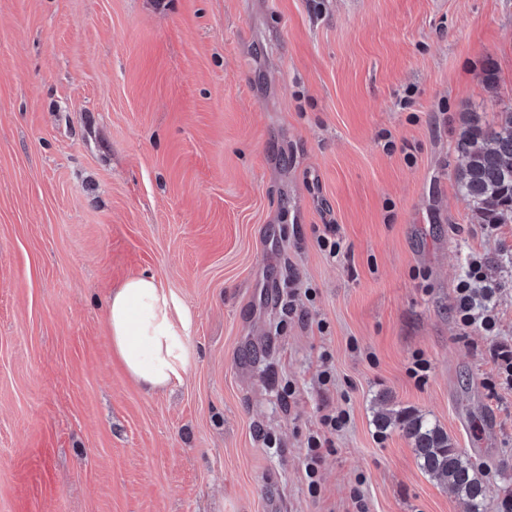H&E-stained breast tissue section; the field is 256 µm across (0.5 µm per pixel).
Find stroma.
<instances>
[{"instance_id":"stroma-1","label":"stroma","mask_w":512,"mask_h":512,"mask_svg":"<svg viewBox=\"0 0 512 512\" xmlns=\"http://www.w3.org/2000/svg\"><path fill=\"white\" fill-rule=\"evenodd\" d=\"M511 107L512 0H0V512H468L384 399L512 493V223L455 183L462 112ZM141 274L190 318L159 392L106 322ZM481 259L474 258L456 285L455 315L462 328L478 326L485 332L496 328V316L485 303L490 297ZM323 411L324 413L320 417L321 429L319 432L309 435L306 442L308 453L305 472L309 479V489L312 492L319 490L318 467L322 459L320 449L331 444V440L326 437V434L333 435L342 431L349 421L346 411H336V408L334 410L323 409Z\"/></svg>"}]
</instances>
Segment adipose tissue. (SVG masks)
<instances>
[{
  "label": "adipose tissue",
  "instance_id": "ef3b65f1",
  "mask_svg": "<svg viewBox=\"0 0 512 512\" xmlns=\"http://www.w3.org/2000/svg\"><path fill=\"white\" fill-rule=\"evenodd\" d=\"M189 316L149 275L127 279L107 304V326L115 354L147 391L182 380L188 362L184 336Z\"/></svg>",
  "mask_w": 512,
  "mask_h": 512
}]
</instances>
